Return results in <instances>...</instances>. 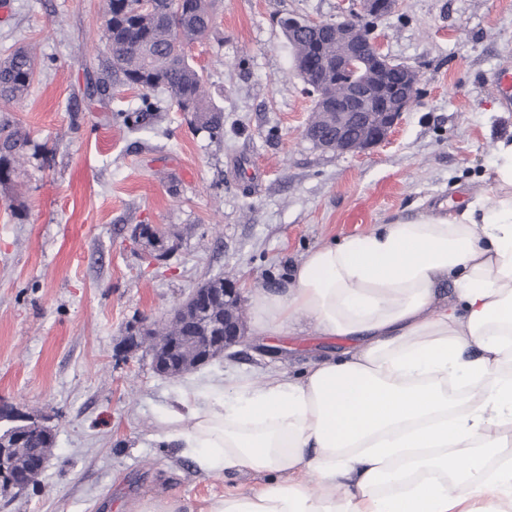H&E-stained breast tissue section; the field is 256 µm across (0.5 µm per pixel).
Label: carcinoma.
Masks as SVG:
<instances>
[{
  "label": "carcinoma",
  "instance_id": "carcinoma-1",
  "mask_svg": "<svg viewBox=\"0 0 512 512\" xmlns=\"http://www.w3.org/2000/svg\"><path fill=\"white\" fill-rule=\"evenodd\" d=\"M138 2L105 0L104 36L111 42L107 72L112 75V86L140 85L151 91L148 80L158 78L172 105L195 113L200 128L215 137L222 136L224 113L210 102L203 72L174 53L175 46L183 47L208 35L214 0H189L188 9L180 14L174 8V0H157V10L149 15L138 13ZM36 66L37 56L28 48L16 49L0 60V100L24 98ZM26 143V134L18 129L0 138L1 182L10 179ZM53 444L52 434H30L24 446L13 454L14 468L25 470Z\"/></svg>",
  "mask_w": 512,
  "mask_h": 512
}]
</instances>
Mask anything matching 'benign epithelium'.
Wrapping results in <instances>:
<instances>
[{
	"label": "benign epithelium",
	"instance_id": "1",
	"mask_svg": "<svg viewBox=\"0 0 512 512\" xmlns=\"http://www.w3.org/2000/svg\"><path fill=\"white\" fill-rule=\"evenodd\" d=\"M399 0H352V7L341 11L334 21L296 19L288 25L290 44L303 38L314 45L330 43L320 71L313 73L303 63L301 53L293 54V68L315 96L313 118L304 129V137L315 147L338 154L361 156L388 142L401 115L417 98L422 81L412 66L394 65L384 52L381 38L364 23L366 17L388 16L396 11ZM224 304V323L212 324L211 335L198 336L194 355L186 354L183 325L211 316ZM172 335L160 338L146 327H137L125 338L128 351L141 350L151 358L155 372L174 377L221 356L244 335L241 295L235 282L226 278L224 287L211 288L204 282L168 319ZM0 419L12 426L0 434V486L23 491L41 469L26 478L12 467L14 448L23 435L33 429L50 431L43 421L15 413H3Z\"/></svg>",
	"mask_w": 512,
	"mask_h": 512
}]
</instances>
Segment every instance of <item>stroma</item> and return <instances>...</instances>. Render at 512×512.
<instances>
[{"label": "stroma", "mask_w": 512, "mask_h": 512, "mask_svg": "<svg viewBox=\"0 0 512 512\" xmlns=\"http://www.w3.org/2000/svg\"><path fill=\"white\" fill-rule=\"evenodd\" d=\"M7 2L0 59L33 45L39 61L28 95L0 103V123L29 138L0 183V404L48 421L55 443L25 491H0V512H130L160 494L203 512L261 479L206 476L158 447L169 410L244 374L301 375L351 341L305 322L249 330L173 379L122 352L128 328L163 320L218 275L239 281L250 326L253 294L284 284L309 251L485 188L498 142L512 140L497 82L512 71V0H402L377 20L386 52L423 80L391 139L362 156L304 138L313 98L278 24L333 20L338 0H216L187 54L224 113L218 139L163 92L147 113L139 89L90 94L107 59L104 0ZM142 224L165 250L136 237Z\"/></svg>", "instance_id": "stroma-1"}]
</instances>
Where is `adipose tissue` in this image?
<instances>
[{
  "mask_svg": "<svg viewBox=\"0 0 512 512\" xmlns=\"http://www.w3.org/2000/svg\"><path fill=\"white\" fill-rule=\"evenodd\" d=\"M253 305L256 333L353 345L171 411L159 439L199 471L269 477L206 512H512V462L489 466L512 437V141L464 208L314 249Z\"/></svg>",
  "mask_w": 512,
  "mask_h": 512,
  "instance_id": "ef3b65f1",
  "label": "adipose tissue"
}]
</instances>
